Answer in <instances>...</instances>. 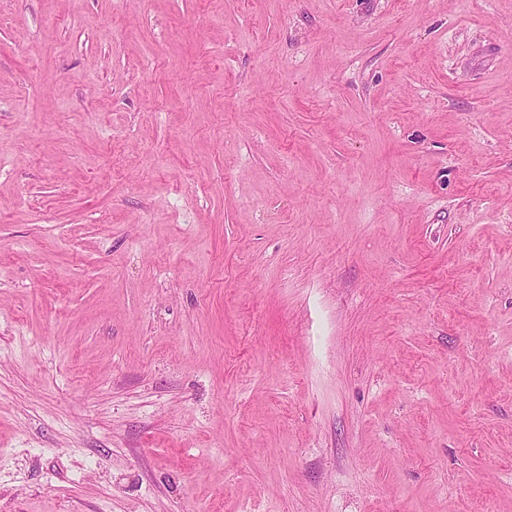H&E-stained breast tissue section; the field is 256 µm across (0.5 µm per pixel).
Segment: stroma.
<instances>
[{
	"instance_id": "35a3bbf8",
	"label": "stroma",
	"mask_w": 512,
	"mask_h": 512,
	"mask_svg": "<svg viewBox=\"0 0 512 512\" xmlns=\"http://www.w3.org/2000/svg\"><path fill=\"white\" fill-rule=\"evenodd\" d=\"M0 512H512V0H0Z\"/></svg>"
}]
</instances>
